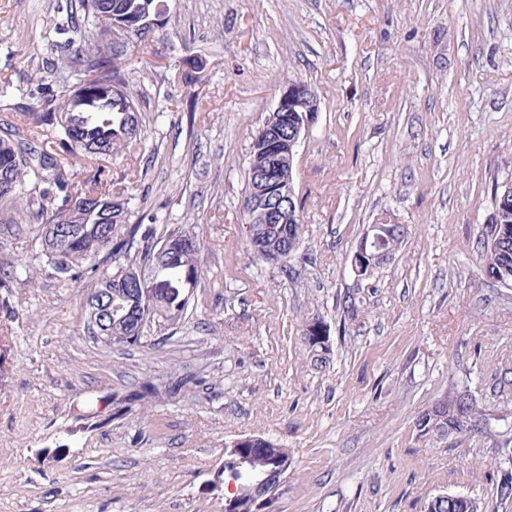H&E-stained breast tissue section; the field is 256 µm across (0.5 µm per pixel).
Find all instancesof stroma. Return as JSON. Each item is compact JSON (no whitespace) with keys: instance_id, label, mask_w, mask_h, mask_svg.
Returning <instances> with one entry per match:
<instances>
[{"instance_id":"35a3bbf8","label":"stroma","mask_w":512,"mask_h":512,"mask_svg":"<svg viewBox=\"0 0 512 512\" xmlns=\"http://www.w3.org/2000/svg\"><path fill=\"white\" fill-rule=\"evenodd\" d=\"M56 5L0 0V129L37 86ZM166 5L127 57L131 89L149 93L147 174L124 197L130 223L155 214L158 236L197 238L204 272L185 319L108 346L84 332L92 279L60 281L32 231L0 237L14 274L0 288V512H224V450L248 435L293 458L269 512H425L442 493L512 512V288L476 249L492 187L512 177V0ZM296 80L319 103L294 160L303 232L270 262L241 220L250 144ZM371 224L406 236L360 277L351 257ZM316 317L320 368L301 339ZM145 381L156 395L135 399ZM457 391L486 432L420 435L419 416ZM311 321H307L303 328L302 338L305 350L307 352L308 357H310L311 362H313L316 367H323V364H326L329 360L331 349L330 346H320L318 341H313L308 336V327Z\"/></svg>"}]
</instances>
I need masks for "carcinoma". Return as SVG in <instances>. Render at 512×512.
Returning <instances> with one entry per match:
<instances>
[{
  "label": "carcinoma",
  "instance_id": "1",
  "mask_svg": "<svg viewBox=\"0 0 512 512\" xmlns=\"http://www.w3.org/2000/svg\"><path fill=\"white\" fill-rule=\"evenodd\" d=\"M164 0H69L65 18L48 40L52 56L39 71L36 92L30 102L17 106L26 134L19 129L0 135V233L14 229L12 213L20 211L38 225L39 248L47 265L62 280L77 281L85 273L96 276L95 287L124 291L129 283L112 279L105 265L117 257L138 274L149 269L144 288L148 295L149 322H176L186 313L193 289L203 273L201 246L182 232L157 239L156 217L149 224H128L125 203L104 186L103 163L115 154L131 159L144 137V126L136 99L123 68L127 52L144 48L155 28L144 25L138 42L112 52L115 22L127 17L154 15ZM118 84L120 93L103 96ZM52 128L56 139H42ZM250 168L270 164L266 141L255 135L251 142ZM88 166L90 176L73 181L68 168L75 163ZM61 206L53 208L55 201ZM495 222L488 225L487 238L480 242L483 271L496 272L512 283V204L493 197ZM406 235L402 224H392L385 248L395 253ZM141 300L126 294L124 310L112 313L106 322L114 335L127 336V345L141 342L135 332V313ZM303 344L314 366L329 360L331 349L302 333ZM417 427L421 435H452L464 442L486 431L483 418L472 399L457 392L437 404L433 413H423ZM427 512H486L478 499L462 495L455 499L431 498Z\"/></svg>",
  "mask_w": 512,
  "mask_h": 512
}]
</instances>
